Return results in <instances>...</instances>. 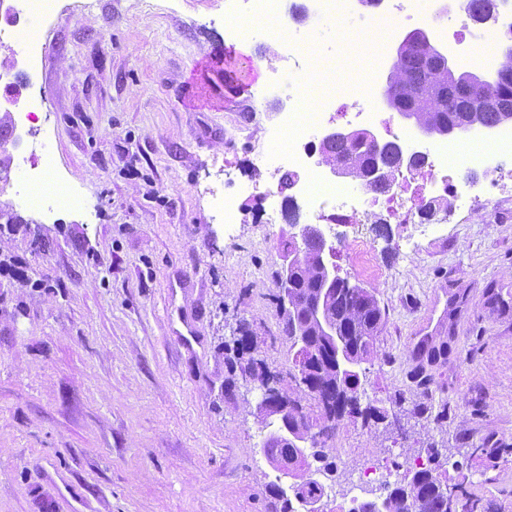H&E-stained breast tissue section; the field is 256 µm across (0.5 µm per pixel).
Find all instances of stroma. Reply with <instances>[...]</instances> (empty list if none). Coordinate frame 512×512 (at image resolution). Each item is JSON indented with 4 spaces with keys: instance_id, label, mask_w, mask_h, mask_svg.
<instances>
[{
    "instance_id": "stroma-1",
    "label": "stroma",
    "mask_w": 512,
    "mask_h": 512,
    "mask_svg": "<svg viewBox=\"0 0 512 512\" xmlns=\"http://www.w3.org/2000/svg\"><path fill=\"white\" fill-rule=\"evenodd\" d=\"M432 6L443 14L425 26L432 42L457 71L488 74L451 24L460 0ZM373 12L298 26L335 57L332 71L269 53L280 31L229 14L226 0H59L51 19L21 27L44 46L33 69L0 34V101L38 116L6 143L15 163L0 184V210L22 218L0 219V512H275L272 485L292 495L234 361L244 324L258 364L301 396L277 282L294 229L248 203L225 231L214 196L268 145L279 105L260 94L274 72L298 86L299 111L318 112L328 91L376 68L380 116L415 131L382 98L411 27L369 29ZM231 26L251 46L240 70L262 64L242 93L210 59ZM251 102L261 123L234 134ZM46 152L45 194L68 186L83 209L39 207L22 184L18 158ZM344 238L373 248V269L345 259ZM331 242L337 276L385 314L356 371L361 406L388 419L347 417L327 439L340 461L324 478L329 499H381L388 488L365 466L383 460L397 483L420 456L442 484L512 512V201L461 213L414 247L394 224H339ZM423 336L448 345L426 387L412 378ZM482 445L506 452L481 456Z\"/></svg>"
}]
</instances>
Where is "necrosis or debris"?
I'll use <instances>...</instances> for the list:
<instances>
[{
	"label": "necrosis or debris",
	"mask_w": 512,
	"mask_h": 512,
	"mask_svg": "<svg viewBox=\"0 0 512 512\" xmlns=\"http://www.w3.org/2000/svg\"><path fill=\"white\" fill-rule=\"evenodd\" d=\"M378 123L392 142L410 141L409 133L394 130L390 119L380 118L368 85L331 100L322 112L292 107L281 113L268 137L274 141L288 131L293 143L285 150L256 152L250 159L251 177L236 181L233 193L224 197L226 229H233L241 199L265 202L274 221L297 224L306 214L327 225L358 224L372 215L378 223L401 225L411 237L431 232L437 215L448 217L462 208L489 211L499 203L512 178L511 125L496 127L489 141L478 128L472 141L426 146L417 151L415 161L379 183L327 179L316 156L318 133L335 124L361 128Z\"/></svg>",
	"instance_id": "obj_1"
}]
</instances>
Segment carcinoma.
Here are the masks:
<instances>
[{
	"label": "carcinoma",
	"mask_w": 512,
	"mask_h": 512,
	"mask_svg": "<svg viewBox=\"0 0 512 512\" xmlns=\"http://www.w3.org/2000/svg\"><path fill=\"white\" fill-rule=\"evenodd\" d=\"M505 57L498 77L479 88L480 94L494 102L484 112L470 111L474 92L465 75L452 77L419 44L401 48L390 77V89L398 102L412 105L408 116L431 134L444 136L450 129L492 127L512 121V45ZM324 147L327 162L341 165L356 178H366L376 166L386 174L405 162L392 144L386 142L378 149L361 132L348 138L329 139ZM319 250L316 236H309L301 254V277L291 298L293 311L287 314L285 326L291 340L305 336L318 341L325 335L319 323L322 318L336 336V343L322 345L316 361L305 351L294 353V367L312 382L306 388L309 398L319 401L317 415L302 414L295 419L296 433L313 439L334 432L347 414L370 416V409L359 407V377L348 366L362 363L374 352L376 337L384 324L376 299L363 288L340 284L321 294L323 268L318 260ZM263 450L267 460L279 470L285 462L290 468L304 466L310 456L324 463V468H331L325 462L324 451L309 454L307 449L295 447L278 429L265 438ZM405 479V484L394 487L383 498L385 512H448V488L442 487L432 470L409 469Z\"/></svg>",
	"instance_id": "carcinoma-1"
}]
</instances>
